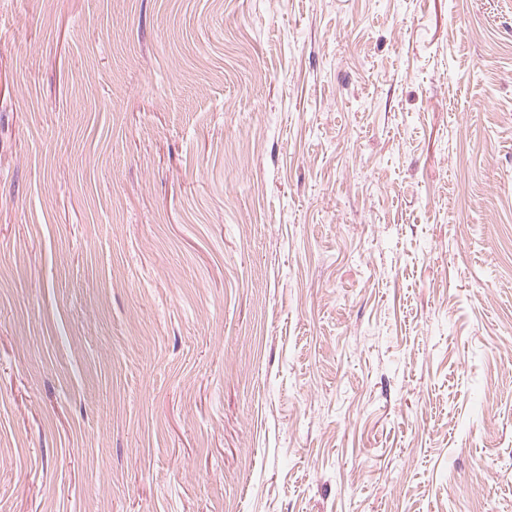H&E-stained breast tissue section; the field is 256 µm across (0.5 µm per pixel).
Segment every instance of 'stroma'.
Here are the masks:
<instances>
[{
  "instance_id": "stroma-1",
  "label": "stroma",
  "mask_w": 512,
  "mask_h": 512,
  "mask_svg": "<svg viewBox=\"0 0 512 512\" xmlns=\"http://www.w3.org/2000/svg\"><path fill=\"white\" fill-rule=\"evenodd\" d=\"M0 512H512V0H0Z\"/></svg>"
}]
</instances>
